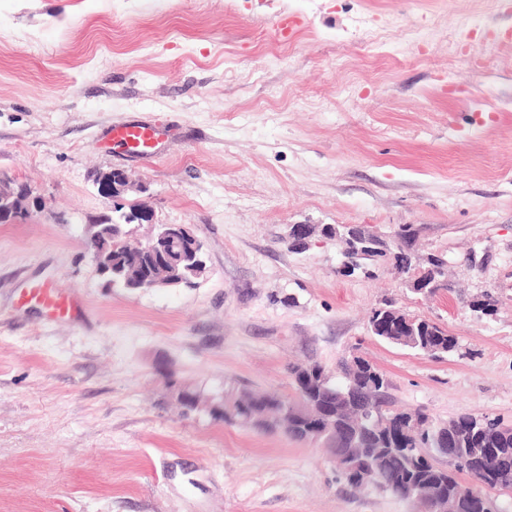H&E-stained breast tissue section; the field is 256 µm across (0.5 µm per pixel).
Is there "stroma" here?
<instances>
[{"label": "stroma", "instance_id": "obj_1", "mask_svg": "<svg viewBox=\"0 0 512 512\" xmlns=\"http://www.w3.org/2000/svg\"><path fill=\"white\" fill-rule=\"evenodd\" d=\"M510 23L500 0H0V174L40 202L0 224V512H412L321 443L174 397L290 398L297 364L359 356L391 409L511 423ZM129 123L164 127L153 154L113 144ZM114 169L200 241L194 286L105 287L89 227ZM292 224L415 225L448 286L414 295L389 257L342 273L340 241L294 249ZM386 300L457 348L375 338ZM33 297L54 316H70L75 311V303L56 288H38Z\"/></svg>", "mask_w": 512, "mask_h": 512}]
</instances>
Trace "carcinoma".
I'll list each match as a JSON object with an SVG mask.
<instances>
[{
	"mask_svg": "<svg viewBox=\"0 0 512 512\" xmlns=\"http://www.w3.org/2000/svg\"><path fill=\"white\" fill-rule=\"evenodd\" d=\"M116 230L91 239L94 252L112 253V259L131 262L124 243L116 240ZM418 229L404 224L395 232V240L378 250L377 256H394L406 280H416L417 294L431 297L447 287L446 263L432 257L428 267L413 265L414 242ZM404 313L390 304L378 307L369 317L373 336L389 344L406 347L434 358H442L457 347L455 337L437 323L417 318L410 326ZM342 380H333L318 363L290 369L296 401L289 403L288 417H280L286 399L276 393L248 395L229 408L215 407L211 413L228 420L265 431H282L296 440L322 442L333 455H347L358 467L372 472L371 482L394 496L412 501L425 493L443 512H476L470 500L461 494V476L472 471L470 459L487 451L493 457L491 479L486 486L512 489V426L498 419L462 414L446 422L430 419L419 410L392 413L387 405L388 380L362 357L354 356L341 365ZM384 420L383 431L402 419L416 418L426 427L412 435H398L391 444L384 436L364 432L362 428L376 419ZM448 433L449 466L433 459L436 436Z\"/></svg>",
	"mask_w": 512,
	"mask_h": 512,
	"instance_id": "carcinoma-1",
	"label": "carcinoma"
}]
</instances>
